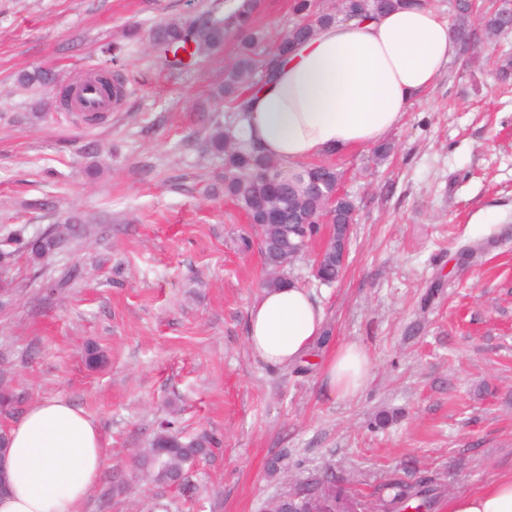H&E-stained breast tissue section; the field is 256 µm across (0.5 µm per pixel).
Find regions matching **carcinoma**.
<instances>
[{
  "mask_svg": "<svg viewBox=\"0 0 512 512\" xmlns=\"http://www.w3.org/2000/svg\"><path fill=\"white\" fill-rule=\"evenodd\" d=\"M261 0H232L223 5V14L206 10L192 18L171 19L150 31L154 46L168 66L180 73L187 66L219 53L228 32L242 35L232 64L224 69V83L214 96L224 100L232 118L222 121L206 117L204 149L224 158V194L236 201L246 213L253 235L240 237L241 249L251 248L258 238L266 276L263 288H277L289 281L288 269L304 255L312 242L323 237L311 275L328 284L338 280L344 271L349 251L354 201L347 195L328 201L325 191L336 187L341 173L332 165L303 163L290 170L288 184L274 187L269 179L281 172L278 161L260 156L242 138L241 122L245 117L247 92L271 79V62L290 47L309 38L315 29L338 20V10L315 9V0H295L293 12L300 21L277 39L268 42L266 35L253 28V19ZM405 0H358L359 16L369 18L375 13L395 9ZM454 32L459 39L469 36L472 8L469 0H456ZM512 31V10L497 9L483 17L481 35L491 44L500 35ZM55 74L34 68L17 76V87L37 95L55 82ZM278 207L284 223L267 228L262 225L259 200ZM20 250H27L36 259H45L59 249L62 239L45 234L30 239H13ZM174 422L165 420L150 447L138 451L136 472L156 484H187V467L206 454L205 440L184 442L173 431ZM389 494L381 501L383 512H433L442 496V488L433 479L424 477L414 483L394 479L387 484ZM360 500L347 494L336 482L328 480L326 488H311L295 494L269 499L264 512H359Z\"/></svg>",
  "mask_w": 512,
  "mask_h": 512,
  "instance_id": "obj_1",
  "label": "carcinoma"
}]
</instances>
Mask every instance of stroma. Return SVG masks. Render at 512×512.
I'll list each match as a JSON object with an SVG mask.
<instances>
[{
  "label": "stroma",
  "instance_id": "1",
  "mask_svg": "<svg viewBox=\"0 0 512 512\" xmlns=\"http://www.w3.org/2000/svg\"><path fill=\"white\" fill-rule=\"evenodd\" d=\"M212 2L0 0V250L18 231L67 237L48 259L0 263V391L15 399L0 424L57 398L94 421L106 463L83 512H263L328 470L364 500L396 477L452 496L511 471L512 78L497 62L512 33L480 45L474 67L449 60L390 131L388 159L368 146L323 155L356 203L347 268L331 286L307 258L292 274L323 307L330 342L272 368L246 341L262 258L239 247L249 224L224 194L223 162L201 149L196 112L240 35L180 76L146 43L116 59L99 50ZM35 67L55 73L53 99L102 70L125 73L129 93L97 124L59 109L37 119L15 86ZM67 213L78 232L59 223ZM346 342L372 370L340 398L321 366ZM89 344L99 368L85 364ZM165 419L213 441L185 490L132 475ZM280 456L288 471L271 472Z\"/></svg>",
  "mask_w": 512,
  "mask_h": 512
}]
</instances>
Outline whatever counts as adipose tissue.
<instances>
[{
  "instance_id": "ef3b65f1",
  "label": "adipose tissue",
  "mask_w": 512,
  "mask_h": 512,
  "mask_svg": "<svg viewBox=\"0 0 512 512\" xmlns=\"http://www.w3.org/2000/svg\"><path fill=\"white\" fill-rule=\"evenodd\" d=\"M458 51L451 23L427 0L320 27L279 60L274 80L247 95L246 137L259 155L284 164L378 144ZM324 332L322 308L294 283L263 290L247 343L265 364L282 367L303 361ZM323 374L331 395L356 396L370 379L364 348L338 345ZM105 462L91 419L60 399L35 402L0 458L9 474L0 512H81ZM445 512H512V472L449 497Z\"/></svg>"
}]
</instances>
